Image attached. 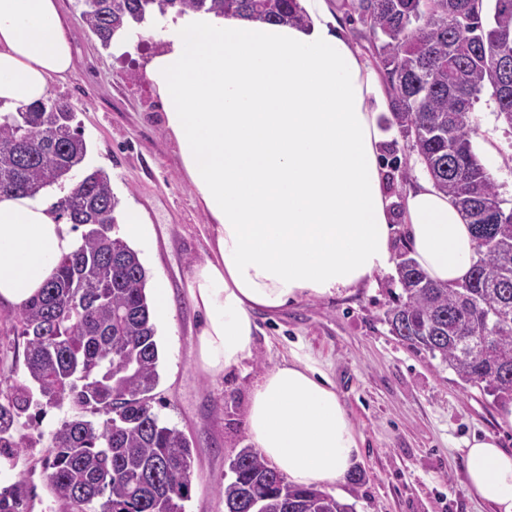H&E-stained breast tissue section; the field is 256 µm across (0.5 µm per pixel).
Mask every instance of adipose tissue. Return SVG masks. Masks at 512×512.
<instances>
[{
  "label": "adipose tissue",
  "mask_w": 512,
  "mask_h": 512,
  "mask_svg": "<svg viewBox=\"0 0 512 512\" xmlns=\"http://www.w3.org/2000/svg\"><path fill=\"white\" fill-rule=\"evenodd\" d=\"M300 4L303 26L169 13L165 47L146 65L208 218L210 255L185 284L203 315L196 365L215 379L251 356L255 312L372 285L392 265L395 221L438 284L465 281L477 258L470 224L431 179L393 210L379 163L384 86L328 0ZM73 69L59 0H0V115L41 103ZM79 245L41 196L0 194V306L24 308ZM245 427L297 485L339 487L359 456L335 386L298 349L258 378ZM465 455L467 494L512 512V450L488 432Z\"/></svg>",
  "instance_id": "adipose-tissue-1"
}]
</instances>
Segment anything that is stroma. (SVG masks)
Instances as JSON below:
<instances>
[{
  "mask_svg": "<svg viewBox=\"0 0 512 512\" xmlns=\"http://www.w3.org/2000/svg\"><path fill=\"white\" fill-rule=\"evenodd\" d=\"M76 64L66 79H53L50 100L70 103L88 146L87 166L111 178L123 204L143 208L154 233L141 253L149 273L163 276L174 307L158 328L159 382L153 409L195 446L194 479L186 512H224L217 494L229 474L228 458L245 428L249 393L264 366L287 358L294 344L316 360L336 387L363 440L360 483L346 481L343 503L352 512H492L463 490L469 440L493 432L512 449V427H501L498 407L478 388L462 386L438 360L392 336L384 313L402 289L396 271L352 294L309 299L275 313H257L256 356L220 379L195 367L198 314L184 289L192 262L204 260L207 218L181 166L179 151L159 118L160 100L145 73L162 46L158 25L133 46L109 53L84 22L79 0H61ZM473 144L494 176L504 209L512 208V127L498 118L489 94L474 107ZM382 155L391 195L403 197L425 169L392 114L380 117ZM12 311L0 308V365L23 370L25 341L11 330ZM69 408H44L30 426L24 450L0 458V490L18 479L43 487L40 459L46 433L70 417Z\"/></svg>",
  "mask_w": 512,
  "mask_h": 512,
  "instance_id": "1",
  "label": "stroma"
}]
</instances>
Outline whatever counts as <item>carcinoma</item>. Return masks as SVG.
<instances>
[{
    "label": "carcinoma",
    "instance_id": "cac0c4a2",
    "mask_svg": "<svg viewBox=\"0 0 512 512\" xmlns=\"http://www.w3.org/2000/svg\"><path fill=\"white\" fill-rule=\"evenodd\" d=\"M82 16L103 46L131 23L171 11L213 12L268 23L304 22L299 0H82ZM379 41L393 116L435 185L472 225L477 260L468 281L448 288L407 256L397 262L402 294L385 313L389 332L452 370L495 402L512 400V210L478 159L474 103L487 90L512 127V90L498 61L512 58V0H352ZM65 101L0 116V192L33 196L86 167L88 149ZM54 204L81 230L40 294L13 316L26 339L27 376L44 404L69 406L42 459L68 512H185L194 444L163 423L151 402L159 374L156 326L138 253L116 234L119 200L100 169ZM0 399V451L16 435L33 394L12 382ZM218 490L224 512H350L316 487L296 486L251 446L229 458ZM20 479L0 492V512H23Z\"/></svg>",
    "mask_w": 512,
    "mask_h": 512
}]
</instances>
